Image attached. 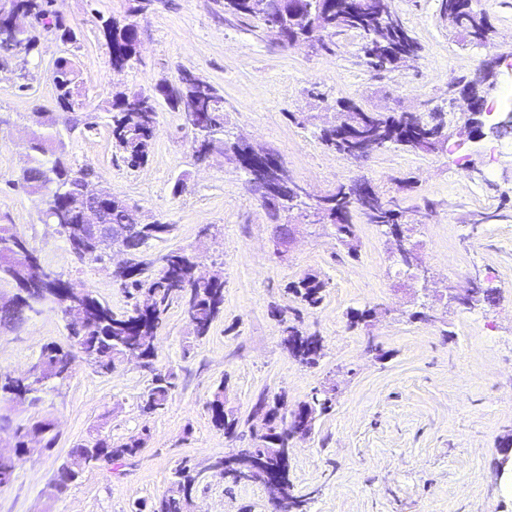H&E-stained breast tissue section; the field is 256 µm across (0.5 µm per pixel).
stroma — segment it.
Here are the masks:
<instances>
[{
	"label": "stroma",
	"instance_id": "stroma-1",
	"mask_svg": "<svg viewBox=\"0 0 512 512\" xmlns=\"http://www.w3.org/2000/svg\"><path fill=\"white\" fill-rule=\"evenodd\" d=\"M130 0H54L56 15L75 34L64 42L33 25L28 55L0 50V219L8 218L45 266L91 290L114 312L132 300L112 276L120 257L78 260L56 225L45 223V198L15 187L41 119L73 167L92 168L94 188L139 204L146 221L173 224L152 252H195L203 272L224 283V313L208 336L196 337L173 305L155 340L151 367L127 361L103 374L83 359L62 382L18 404L0 396V450L11 451L17 427L53 422V448L20 461L0 487V512H132L140 500L171 495L173 472L185 460L204 465L253 445L258 400L283 395L289 407L313 389L335 386L330 411L293 442L291 478L308 512H512L497 465L512 438V137L469 138L468 113L450 107V90L498 60L487 98L499 122L512 106V0H480L494 27L483 45L462 40L441 12V0H392L421 45L416 61L374 72L345 32L334 52L284 48L255 19L228 22L219 0H154L137 22L142 43L131 68L114 73L101 33L124 18ZM70 58L86 97L73 114L59 109L52 83L57 58ZM188 70L224 95L227 138L243 137L276 152L294 181L321 196L369 180L404 208L407 244L427 280L402 265L384 227L354 215L356 254L329 224L301 215L295 240L274 254V226L247 176L231 158L197 161L184 112L161 108L145 166L128 167L113 146L116 93L178 81ZM380 112H446L448 145L438 154L389 146L365 160L325 149L320 128L335 121L336 103ZM182 193H174L176 182ZM210 236H200L202 226ZM325 281L323 303L303 305L287 293L305 274ZM497 299L471 306L454 300L469 280ZM289 307L297 325L323 340L313 366L282 344L277 312ZM374 310L350 326L353 310ZM68 325L50 302L23 323L0 327V374L28 373L42 349L67 344ZM174 373L164 410H140L156 373ZM237 420L234 433L216 429L209 403L216 387ZM122 444L143 441L134 457L98 463L63 491L53 487L76 444L96 436ZM194 512H274L268 491L201 472Z\"/></svg>",
	"mask_w": 512,
	"mask_h": 512
}]
</instances>
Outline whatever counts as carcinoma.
<instances>
[{
    "mask_svg": "<svg viewBox=\"0 0 512 512\" xmlns=\"http://www.w3.org/2000/svg\"><path fill=\"white\" fill-rule=\"evenodd\" d=\"M299 1L320 12L322 30L284 24L277 33L282 47L309 41L319 42L329 51L335 45L337 34L354 31L360 37V51L366 65L376 72L390 70L420 52L416 38L392 8L391 0H281L283 13H289L290 5ZM141 2L132 0L125 18H109L102 23L114 70L126 69L137 57L140 31L134 17L141 13ZM51 6L52 0H11L5 5L4 13L0 14V49L29 54L37 46V38L30 32L12 30L10 15L13 13L29 14L45 29L53 28L61 32L62 38L73 39L72 30L60 20L49 21L53 15ZM223 8L224 20L229 22L254 16L251 0H224ZM442 11L453 28L471 43L479 45L491 38L492 24L486 13L476 9L471 0H442ZM52 81L62 111L76 112L83 107L84 94L78 74L68 59L56 61ZM485 81L483 76L469 80L475 102V111L467 120L469 125L480 122L486 102ZM162 101L172 109L192 108L193 121L200 126L202 135L224 154L238 162L252 157L249 144L225 137L224 96L219 89L201 79L185 83L173 93L167 89V83L160 82L148 92L118 93L112 100V140L130 167H141L149 160L151 140L158 123V106ZM337 112L335 128L320 129L317 139L326 149L348 158H367L388 146L429 154L444 149L448 142L447 123L441 111L427 116L419 112H370L344 101L337 103ZM54 144L55 138L50 133L33 138L31 158L21 169L16 184L28 194L51 190L43 213L45 222L57 225L72 252L80 259L100 261L103 252L94 249L82 226L84 187L95 176L94 170L73 168L55 155ZM49 155L53 159H47ZM291 182L288 169L284 167L277 194H268L260 185L249 187L260 199L283 243L288 240V225L297 207ZM366 184L367 181L358 180L329 196H319L314 210L307 213L315 223L333 225L337 239L353 256L356 248L352 243V208L362 200ZM401 217L402 213L394 205L384 201L381 194H375L372 211L367 214L368 223L386 228L388 234H398L402 232ZM172 231V225L157 221L146 236L133 245L134 262L114 271L115 278L129 296L149 292L154 297V304L145 309L135 304L128 311L116 314L90 290L73 287L53 270L37 272L43 266L37 252L27 240L13 232L12 225L0 224V283L14 287L12 294L0 297V324L8 326L21 319L33 306L50 301L60 308L70 330L67 346L51 343L43 348L36 375L7 377L0 381V392L22 404L45 383L66 379L72 372L67 357L77 343L81 344L87 360L102 373L112 372L116 362L129 353L153 360L155 336L175 303L182 305L195 336L208 335L224 311V284L197 273L199 257L184 249L153 257L152 247L167 240ZM287 292L308 307L316 308L324 299L325 283L317 276L307 274L290 283ZM283 333V344L294 358L306 365L317 364L322 350L320 336L307 334L296 325L286 326ZM172 387L173 374H155L141 397L142 412L152 414L164 409ZM298 408L308 409L318 416L332 408V397L328 389H316L310 401ZM209 410L214 427L227 433L233 431L237 421L224 410V385L217 387ZM290 430L288 417L284 416L275 433H255L251 448H240L201 468L186 463L178 466L173 473V484L178 491L150 504L142 502L134 512H187L189 504L185 493L195 490L201 471H210L214 467L222 469L221 475L233 483L242 475L247 482L270 489L289 448ZM140 450L138 439L117 446L106 438L80 443L71 449L67 460L59 467L54 488L62 490L69 486L101 459L119 462L135 456ZM278 503L281 512H306V501L295 493L290 479L281 483Z\"/></svg>",
    "mask_w": 512,
    "mask_h": 512,
    "instance_id": "obj_1",
    "label": "carcinoma"
}]
</instances>
